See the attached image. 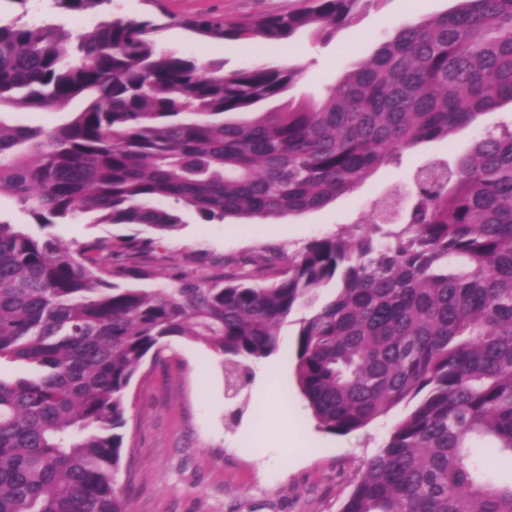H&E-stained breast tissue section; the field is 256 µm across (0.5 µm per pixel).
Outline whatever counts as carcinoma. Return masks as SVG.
Returning a JSON list of instances; mask_svg holds the SVG:
<instances>
[{
	"mask_svg": "<svg viewBox=\"0 0 512 512\" xmlns=\"http://www.w3.org/2000/svg\"><path fill=\"white\" fill-rule=\"evenodd\" d=\"M89 13L111 0H56ZM387 0H307L300 10L180 24L208 40L321 41ZM150 20L114 15L72 37L43 21L0 24V196L39 228L0 221V512H132L118 486L127 391L171 337L210 351L227 393L297 321L296 384L318 428L348 434L413 403L367 460L341 512H512V483L473 460L483 439L512 467V125L486 131L429 178L402 218L381 212L295 251L225 262L148 291L112 282L109 239L73 249L47 229L97 224L172 232L279 220L353 192L403 152L512 105V0H456L398 25L319 101L282 96L302 70L228 73L158 48ZM78 112L54 127L12 109ZM335 291L325 301L321 292Z\"/></svg>",
	"mask_w": 512,
	"mask_h": 512,
	"instance_id": "cac0c4a2",
	"label": "carcinoma"
}]
</instances>
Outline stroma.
<instances>
[{
    "mask_svg": "<svg viewBox=\"0 0 512 512\" xmlns=\"http://www.w3.org/2000/svg\"><path fill=\"white\" fill-rule=\"evenodd\" d=\"M304 0H112L103 12L73 14L56 0H0V24L48 20L80 32L102 16L150 17L161 23L159 48L202 61L223 63L231 71L256 62L292 64L305 76L287 98L320 97L354 62L369 57L395 24L450 9L453 0H388L328 43L303 34L288 48L262 49L237 41L205 40L180 26V19L210 14L243 19L303 7ZM512 121V107L481 116L448 140L424 143L406 152L397 166L379 169L353 193L326 208L266 223L227 220L204 224L185 214L183 226L161 233L135 224H96L91 215L56 225L53 234L78 245L99 238L138 245L134 262L115 278L137 288L168 286L183 274L215 278L224 261L278 245L289 250L342 231L355 219L382 208L392 191L408 194L416 169L432 160H451L466 151L483 130ZM152 270L148 279L138 269ZM298 326L280 332V349L271 355L278 377L252 366L253 379L241 395L228 398L218 363L202 347L183 337L171 338L158 357H147L128 389L124 458L120 485L128 487L133 512H339L362 464L376 455L408 405L392 408L365 428L346 434L318 429L295 382L289 357ZM288 394V413L310 455L292 458L277 447L275 430L261 426L268 389ZM243 408L241 421L231 410Z\"/></svg>",
    "mask_w": 512,
    "mask_h": 512,
    "instance_id": "obj_1",
    "label": "stroma"
}]
</instances>
